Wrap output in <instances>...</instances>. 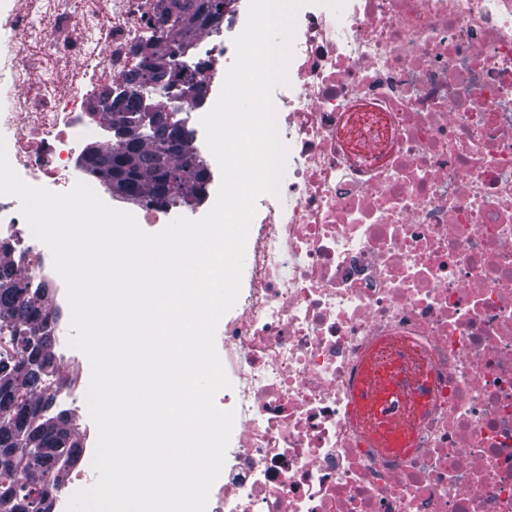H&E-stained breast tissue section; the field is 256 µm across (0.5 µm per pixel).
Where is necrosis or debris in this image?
<instances>
[{
    "label": "necrosis or debris",
    "mask_w": 512,
    "mask_h": 512,
    "mask_svg": "<svg viewBox=\"0 0 512 512\" xmlns=\"http://www.w3.org/2000/svg\"><path fill=\"white\" fill-rule=\"evenodd\" d=\"M64 0H0V137L28 184L56 192L112 128L92 90L124 91L138 47L178 56L171 0H112L103 70L89 20ZM215 102L234 59L223 28L194 35ZM287 85V148L261 195L224 324L236 413L213 512H512V0H344L302 7ZM54 273L16 201L0 196V263ZM425 353L429 392L407 447L363 437L365 360Z\"/></svg>",
    "instance_id": "necrosis-or-debris-1"
}]
</instances>
